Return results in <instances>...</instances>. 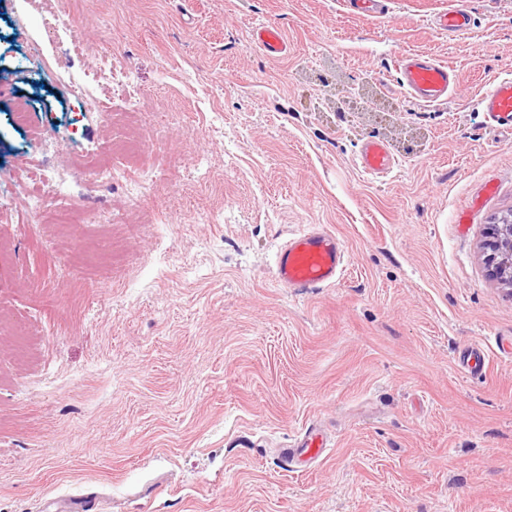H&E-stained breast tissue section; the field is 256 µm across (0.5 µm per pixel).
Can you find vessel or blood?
I'll use <instances>...</instances> for the list:
<instances>
[{"instance_id": "obj_1", "label": "vessel or blood", "mask_w": 512, "mask_h": 512, "mask_svg": "<svg viewBox=\"0 0 512 512\" xmlns=\"http://www.w3.org/2000/svg\"><path fill=\"white\" fill-rule=\"evenodd\" d=\"M435 24L440 30L452 34L464 33L471 28L469 13L458 8L440 14ZM253 42L271 56L282 55L287 50L285 38L274 26H257ZM399 69L400 86L405 94L424 105L446 104L457 80L455 67L415 51L402 53ZM478 104L487 113L492 126L512 134L511 77L496 80L480 95ZM358 165L367 175L385 176L394 170L397 159L385 141L368 139L360 147ZM345 260V246L336 233L312 224L279 245L274 259V278L278 286L290 294L303 295L335 285L344 270ZM324 448L322 437L312 431L306 433L297 445L281 449L280 461L285 467L299 468L318 459Z\"/></svg>"}]
</instances>
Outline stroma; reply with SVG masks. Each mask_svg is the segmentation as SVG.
Listing matches in <instances>:
<instances>
[{"label":"stroma","mask_w":512,"mask_h":512,"mask_svg":"<svg viewBox=\"0 0 512 512\" xmlns=\"http://www.w3.org/2000/svg\"><path fill=\"white\" fill-rule=\"evenodd\" d=\"M387 8L0 0V512H512V287L480 252L512 213V137L475 104L512 77V0ZM453 8L468 34L434 26ZM406 51L458 69L446 105L407 99ZM369 138L386 177L356 165ZM38 162L75 223L51 194L20 207ZM308 224L347 265L295 297L273 255ZM311 425L326 456L281 469ZM253 42L270 56H280L287 50L285 38L274 26H257L253 32ZM358 166L362 172L373 176H386L397 165V159L389 145L382 140H365L359 150Z\"/></svg>","instance_id":"obj_1"}]
</instances>
